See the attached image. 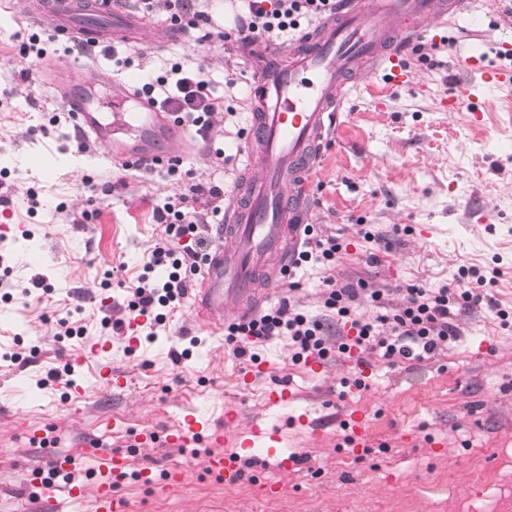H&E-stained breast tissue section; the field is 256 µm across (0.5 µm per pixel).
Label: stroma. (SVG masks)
<instances>
[{
  "label": "stroma",
  "instance_id": "stroma-1",
  "mask_svg": "<svg viewBox=\"0 0 512 512\" xmlns=\"http://www.w3.org/2000/svg\"><path fill=\"white\" fill-rule=\"evenodd\" d=\"M504 0H477L493 24L476 26L459 17L453 29L434 30L407 62L413 72L401 86L385 75L371 88L345 99L338 129L327 142L307 205L308 222L322 235L348 240L336 256L337 281L390 289L399 300L410 284L456 287L460 267L497 270L484 296L512 309V88L479 87L470 112H444L440 102L465 74L466 57L499 64L512 51V16ZM34 27L0 0V253L10 272L0 281V496L20 512H38L32 479L44 462L41 445L17 428L25 420L62 453L80 455L90 443L112 449L136 443L144 433L163 434L195 412L219 423L225 402L240 412L235 448L250 421L277 431L283 445L301 456L290 470L260 461L249 479L229 486L204 470L210 443L199 455L187 448L156 447L145 465L161 474L188 461L192 480L165 495L147 492L131 475L118 492L130 512H464L482 505L478 486H512V326H501L486 305H461L457 342L423 361L387 365L374 361L361 391L346 393V356L327 359L321 372L292 359L288 342L253 344L257 361L237 358L224 333L194 325L189 307L160 324L139 329V344L120 340L112 320L128 316L127 295L164 234L154 211L177 192L165 171L125 169L101 149L82 146L71 120L49 119L64 108L37 79L24 82L32 57L21 52ZM137 47L118 46L116 56L98 55L103 76L114 57L131 58L130 73L149 79L174 61L202 67L208 90L226 113L213 146L186 159L198 180L232 190L244 170L242 131L247 127L249 74L235 42L200 45L195 38L138 57ZM226 162L216 167L213 148ZM38 208H30L28 192ZM370 226L381 239L378 262L367 259L358 232ZM426 239H416L420 228ZM324 271L307 264L295 273V288H272L264 305L291 298L310 314L321 311ZM41 287H33V278ZM112 299L101 308L100 297ZM75 333H59V319ZM109 342L93 355L88 345ZM124 373L128 385L110 388L100 368ZM58 371L47 382L49 371ZM291 386L295 400L270 404L276 381ZM82 394L67 392L69 382ZM365 413L373 434L370 452L353 463L341 455L343 424L311 436L300 414L320 420ZM416 431L415 443L403 441ZM278 485L265 496L254 480Z\"/></svg>",
  "mask_w": 512,
  "mask_h": 512
}]
</instances>
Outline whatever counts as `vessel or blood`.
Listing matches in <instances>:
<instances>
[{
    "mask_svg": "<svg viewBox=\"0 0 512 512\" xmlns=\"http://www.w3.org/2000/svg\"><path fill=\"white\" fill-rule=\"evenodd\" d=\"M14 2L18 13L52 41L66 45L88 43L108 49L149 37L163 48L184 35L173 26L149 25L119 0ZM467 9L466 0H336L332 15L291 43L251 40L241 47L254 72L248 114L252 132L244 149L247 165L224 209L221 237L193 288L192 322L223 328L259 308L256 280L271 287L281 283L300 244L313 175L336 130L345 97L382 69L389 70L392 81H406L408 72L400 59L405 46L424 38L431 28L448 26L454 15ZM93 13L106 16V23L91 22ZM466 69L468 74L455 82L445 111L470 105L477 83L512 88V68L475 57ZM33 72L69 108L78 136L104 147L110 162L152 168L196 152L173 112L140 93L137 76L105 83L94 62L68 65L52 58L35 64ZM345 423L351 430L345 456L353 460L365 451L369 421L355 412ZM250 433L240 450L224 453L217 449L222 433L209 420L189 414L163 440L181 448L196 447L205 439L215 444L205 467L228 485L242 482L244 460L258 454L278 460L281 468L293 467L294 459L281 448L277 432L255 425ZM156 441L149 433L125 450L90 445L86 454L98 475L90 488L73 481L60 489L54 477L72 472L75 459L50 454V476L40 482L43 499L55 507L64 494L74 504L91 500L93 512H126L116 485L133 471L162 490L182 487L190 477L188 464L171 466L156 480L141 468V459Z\"/></svg>",
    "mask_w": 512,
    "mask_h": 512,
    "instance_id": "obj_1",
    "label": "vessel or blood"
}]
</instances>
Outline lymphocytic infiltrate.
Returning <instances> with one entry per match:
<instances>
[{
	"label": "lymphocytic infiltrate",
	"instance_id": "obj_1",
	"mask_svg": "<svg viewBox=\"0 0 512 512\" xmlns=\"http://www.w3.org/2000/svg\"><path fill=\"white\" fill-rule=\"evenodd\" d=\"M334 6V0H247L246 15L238 19L233 32L227 33L213 31L211 17L202 10L201 0L138 3L142 16L151 20L161 16L183 30L199 32L203 43L257 36L274 42L298 31L302 22L332 13ZM207 88L201 68L176 62L166 74L145 82L141 91L176 112L197 137L207 142L214 137L217 115V104ZM223 200V187L194 183L156 209L155 218L164 224L165 235L155 244L137 286L131 291L128 310L147 316L159 306L172 311L182 306L201 262L215 242L212 220L221 213ZM162 266L169 270L166 280L154 281L153 270ZM324 284L321 304L325 317L308 315L286 298L255 317L229 325L225 330L227 341L235 344L241 356L246 355L251 344L284 337L297 361L325 360L331 353L348 354L355 349L375 353L391 363L421 361L457 340L455 309L460 303L486 304L503 320L512 316L499 308L496 301L484 299L476 288L458 291L413 284L404 288L403 298L396 305L390 303L383 290H371L370 298L380 312L366 319L357 312L356 288L330 277L325 278ZM335 322L351 329L350 335L337 342L329 339V326Z\"/></svg>",
	"mask_w": 512,
	"mask_h": 512
}]
</instances>
